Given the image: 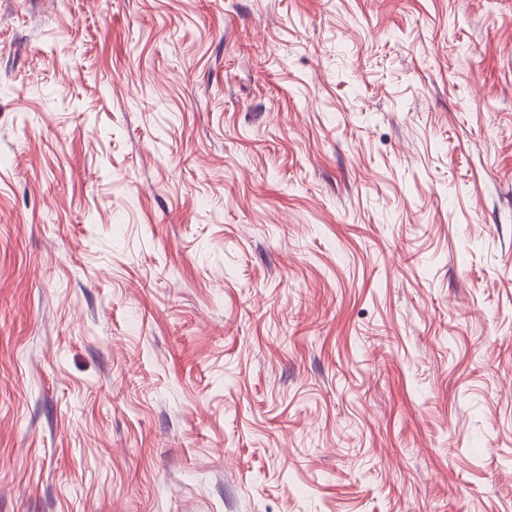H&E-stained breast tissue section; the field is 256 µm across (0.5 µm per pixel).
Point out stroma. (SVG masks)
Returning <instances> with one entry per match:
<instances>
[{
    "label": "stroma",
    "instance_id": "stroma-1",
    "mask_svg": "<svg viewBox=\"0 0 512 512\" xmlns=\"http://www.w3.org/2000/svg\"><path fill=\"white\" fill-rule=\"evenodd\" d=\"M0 512H512V0H0Z\"/></svg>",
    "mask_w": 512,
    "mask_h": 512
}]
</instances>
